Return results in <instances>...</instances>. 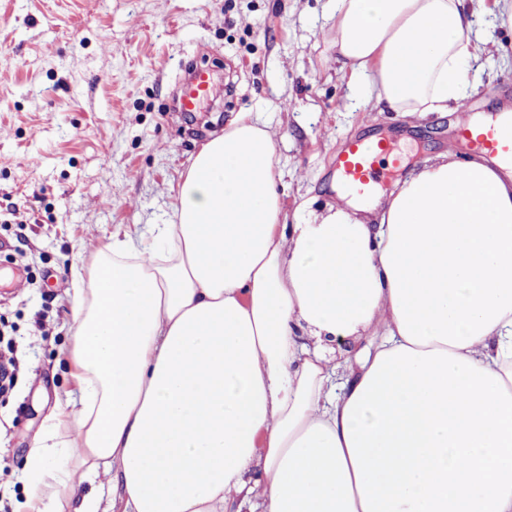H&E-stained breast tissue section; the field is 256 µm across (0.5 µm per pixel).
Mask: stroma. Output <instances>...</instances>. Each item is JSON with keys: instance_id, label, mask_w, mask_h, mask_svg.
<instances>
[{"instance_id": "obj_1", "label": "stroma", "mask_w": 512, "mask_h": 512, "mask_svg": "<svg viewBox=\"0 0 512 512\" xmlns=\"http://www.w3.org/2000/svg\"><path fill=\"white\" fill-rule=\"evenodd\" d=\"M486 39L469 108L512 102V22L475 16ZM328 0H0V350L18 349L0 393V512H28L24 471L74 390L73 279L91 280L112 243L173 219L181 175L241 112L271 136L282 214L334 196L347 140L378 135L395 178L446 151L453 117L377 112L336 59ZM210 67L214 92L176 111L183 70Z\"/></svg>"}]
</instances>
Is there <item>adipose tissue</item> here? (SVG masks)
Here are the masks:
<instances>
[{
  "label": "adipose tissue",
  "instance_id": "obj_1",
  "mask_svg": "<svg viewBox=\"0 0 512 512\" xmlns=\"http://www.w3.org/2000/svg\"><path fill=\"white\" fill-rule=\"evenodd\" d=\"M485 0H334L350 84L393 112L465 107ZM269 134L242 112L199 150L174 220L112 244L79 300L77 394L26 466L54 512L114 472L122 512H364L344 409L378 353L446 350L512 392V167L434 157L382 204L281 224ZM378 223H369L368 214ZM370 335L332 365L328 342Z\"/></svg>",
  "mask_w": 512,
  "mask_h": 512
}]
</instances>
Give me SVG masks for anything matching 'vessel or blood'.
Masks as SVG:
<instances>
[{
    "mask_svg": "<svg viewBox=\"0 0 512 512\" xmlns=\"http://www.w3.org/2000/svg\"><path fill=\"white\" fill-rule=\"evenodd\" d=\"M214 91L209 72L193 70L181 99V109L194 112ZM459 142L473 155L496 157L512 164V113L480 117L466 109L455 115ZM394 146L385 139L347 142L336 160L337 178L350 194L366 199L374 195L390 169L398 167Z\"/></svg>",
    "mask_w": 512,
    "mask_h": 512,
    "instance_id": "b4317fda",
    "label": "vessel or blood"
}]
</instances>
